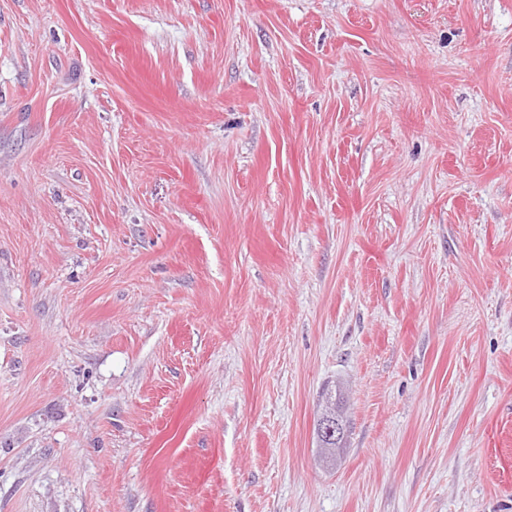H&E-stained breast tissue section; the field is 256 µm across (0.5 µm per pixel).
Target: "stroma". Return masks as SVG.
<instances>
[{
	"label": "stroma",
	"mask_w": 512,
	"mask_h": 512,
	"mask_svg": "<svg viewBox=\"0 0 512 512\" xmlns=\"http://www.w3.org/2000/svg\"><path fill=\"white\" fill-rule=\"evenodd\" d=\"M0 512H512V0H0ZM324 399V405L318 421L328 420L335 423L337 421L341 424L347 433V420L345 419L343 409L341 407V399H343L342 390L338 387V389L336 388L334 391V395L333 392L330 391L329 393L325 394ZM320 432L322 434L332 435L336 431V435L333 436H320L317 432L316 427V435H317V447H318V457L320 462L324 464H328L330 462H336V455L339 454L340 449L345 447L346 443V434L343 437L336 441V437L341 435V427L336 424L333 425L328 422H323L320 424Z\"/></svg>",
	"instance_id": "obj_1"
}]
</instances>
